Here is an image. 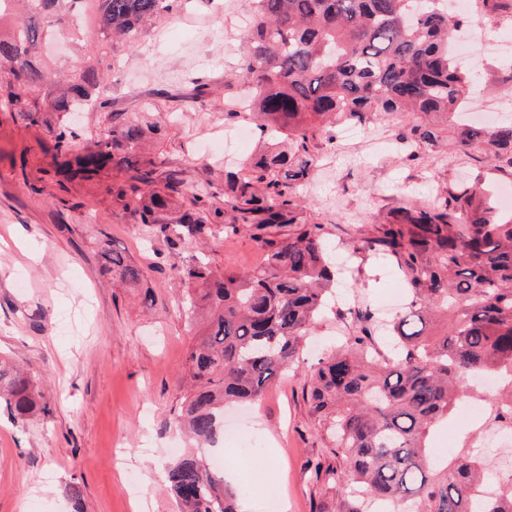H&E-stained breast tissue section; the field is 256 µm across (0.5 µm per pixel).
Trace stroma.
<instances>
[{"mask_svg": "<svg viewBox=\"0 0 512 512\" xmlns=\"http://www.w3.org/2000/svg\"><path fill=\"white\" fill-rule=\"evenodd\" d=\"M253 6L187 0L158 32L124 50L109 77L111 112L130 114L149 101L151 89L185 93L190 81L207 84L204 105L177 113L160 105L165 122L149 143L161 169L185 184L218 180L224 170V76L239 54V18ZM481 69L472 97L512 104V62L494 57ZM111 112L79 113L81 137L109 124ZM344 131L340 124L333 140H316L314 152L327 159L331 176L304 187L299 202L352 268L359 263L355 237L403 203L433 199L462 179L512 183L511 171L447 141L412 161L394 149L370 154L361 143L344 142ZM23 151L28 169L20 174L12 160ZM56 166L42 130L0 109V355L27 371L48 407L22 422L0 412V512H71V484L81 491L84 512H178L164 471L175 449L187 446L174 424L192 338L180 270L202 253L214 267L242 272L259 265L261 250L243 230L171 245L115 201L112 167L61 186ZM112 250L139 267L138 286L113 278L104 258ZM405 288L399 274L372 264L353 275L346 291L375 307ZM336 327L328 314L296 369L255 403L225 411V425L252 428L261 448L245 456L227 438L205 449V456L224 458L226 480L241 487L239 512H266L272 490L285 512H337L335 488L308 467L337 459L305 397L309 367L335 345ZM131 473L139 481L134 494Z\"/></svg>", "mask_w": 512, "mask_h": 512, "instance_id": "1", "label": "stroma"}]
</instances>
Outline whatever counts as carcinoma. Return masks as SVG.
Segmentation results:
<instances>
[{"instance_id": "cac0c4a2", "label": "carcinoma", "mask_w": 512, "mask_h": 512, "mask_svg": "<svg viewBox=\"0 0 512 512\" xmlns=\"http://www.w3.org/2000/svg\"><path fill=\"white\" fill-rule=\"evenodd\" d=\"M237 70L224 89L253 92L252 118L268 148L224 173L223 206L210 182L187 186L142 152L160 121L146 103L90 144L67 122L86 104L111 112L105 75L119 62L117 42L134 46L182 0H24L21 17L0 16V108L44 131L71 177L90 180L110 165L121 173L112 197L154 234L171 240L176 225L195 237L244 226L262 249L249 272L221 271L197 257L180 270L196 332L187 353L190 389L176 420L198 445H212L224 405L258 400L293 366L313 324L335 307L339 278L324 225L300 208L297 188L318 168L311 144L333 139L339 121L364 122L374 112H411L417 121L397 137L407 147L433 146L453 132L455 143L480 150L512 170V121L480 130L455 121L476 73L462 68L453 32L464 20L435 0H254ZM89 19L94 38L81 45L78 68L57 79L44 53L47 40L71 33L72 18ZM182 200L174 222L164 218ZM356 250L382 257L412 292L408 310L390 321L393 356L378 348L380 316L352 311L345 343L310 367L307 399L343 466L318 462L315 472L336 487L341 512L370 503L412 505V512H512V478L487 491V459L469 452L429 474L428 439L468 395L470 381L491 373L509 378L491 400L495 417L512 421V217L491 193L460 182L431 204L397 208L373 225ZM112 273L135 285L140 270L112 254ZM39 387L0 361V405L25 420L40 404ZM166 478L180 512H237L240 490L224 472L190 451Z\"/></svg>"}]
</instances>
